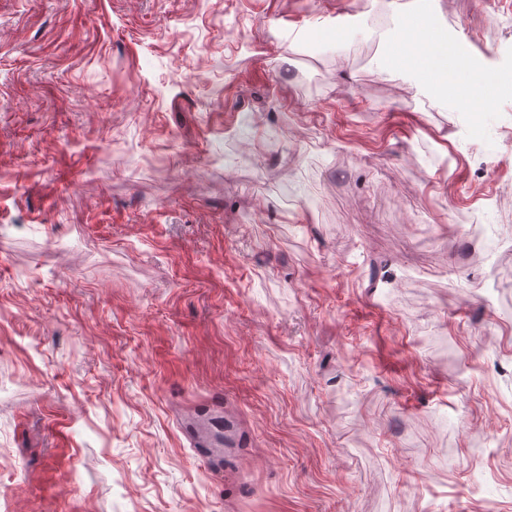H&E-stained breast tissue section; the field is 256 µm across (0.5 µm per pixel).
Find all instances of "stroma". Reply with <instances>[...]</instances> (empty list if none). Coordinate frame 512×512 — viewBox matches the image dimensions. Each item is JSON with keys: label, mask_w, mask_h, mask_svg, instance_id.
Returning a JSON list of instances; mask_svg holds the SVG:
<instances>
[{"label": "stroma", "mask_w": 512, "mask_h": 512, "mask_svg": "<svg viewBox=\"0 0 512 512\" xmlns=\"http://www.w3.org/2000/svg\"><path fill=\"white\" fill-rule=\"evenodd\" d=\"M429 2L0 0V512H512V0ZM413 28V38L403 45V61L415 69L420 75H424L423 62L431 60L442 54L443 44L439 37L432 32L430 26L420 20L411 25Z\"/></svg>", "instance_id": "obj_1"}]
</instances>
